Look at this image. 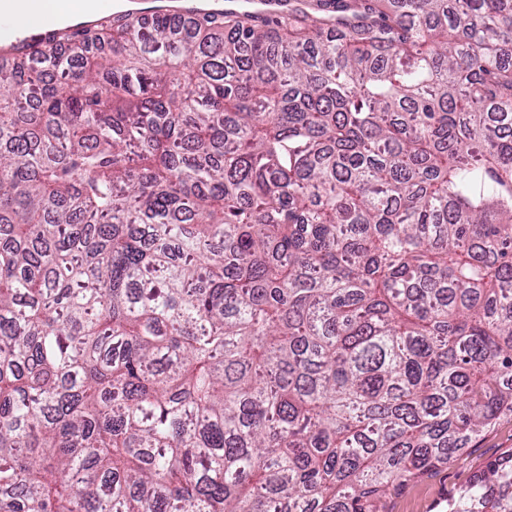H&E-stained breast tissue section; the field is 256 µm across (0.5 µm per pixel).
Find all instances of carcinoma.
Masks as SVG:
<instances>
[{
	"instance_id": "cac0c4a2",
	"label": "carcinoma",
	"mask_w": 512,
	"mask_h": 512,
	"mask_svg": "<svg viewBox=\"0 0 512 512\" xmlns=\"http://www.w3.org/2000/svg\"><path fill=\"white\" fill-rule=\"evenodd\" d=\"M286 2L0 64V512H386L512 417V0Z\"/></svg>"
}]
</instances>
